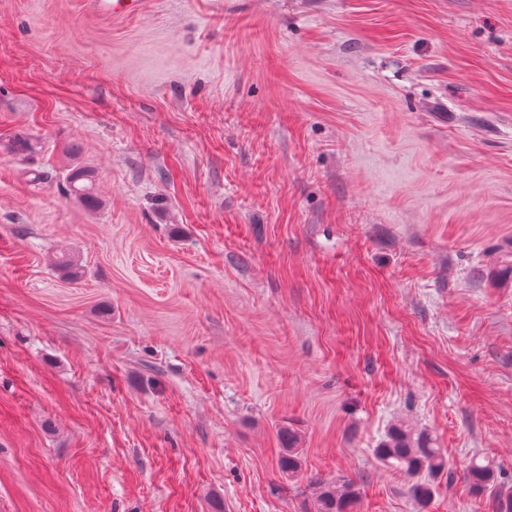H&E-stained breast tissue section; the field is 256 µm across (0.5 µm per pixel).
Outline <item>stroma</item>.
I'll return each instance as SVG.
<instances>
[{"label":"stroma","instance_id":"obj_1","mask_svg":"<svg viewBox=\"0 0 512 512\" xmlns=\"http://www.w3.org/2000/svg\"><path fill=\"white\" fill-rule=\"evenodd\" d=\"M85 3L0 0V512H314L340 476L416 512L375 456L399 422L454 473L427 512H492L512 0ZM88 4L93 13L105 18L133 16L143 6L142 0H90ZM67 192L88 209H96L101 201L95 190V175L84 166H74L66 175ZM277 439L284 450L280 459V468L282 472L293 475L300 468L298 432L287 425H282L277 429Z\"/></svg>","mask_w":512,"mask_h":512}]
</instances>
